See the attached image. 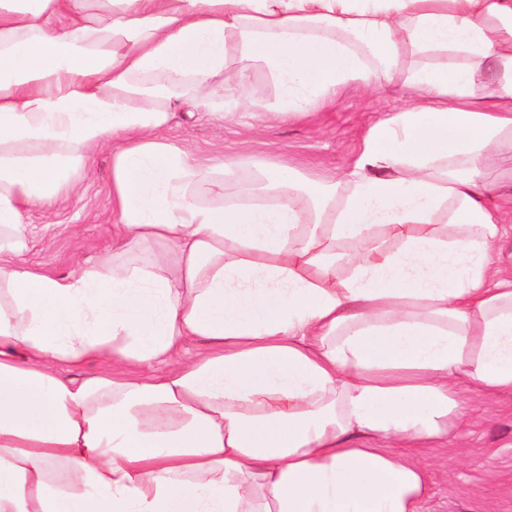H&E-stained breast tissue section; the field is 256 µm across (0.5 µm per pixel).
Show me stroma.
Returning a JSON list of instances; mask_svg holds the SVG:
<instances>
[{"mask_svg":"<svg viewBox=\"0 0 512 512\" xmlns=\"http://www.w3.org/2000/svg\"><path fill=\"white\" fill-rule=\"evenodd\" d=\"M250 107L222 120L209 103L196 105L193 115L176 113L165 138L192 149L210 166L246 155L252 168L237 180L221 177L192 184L190 193L204 205L222 204L238 181L251 179L270 165L294 166L308 178L345 183L354 171L374 125L405 106L400 76L368 88L338 91L326 106L307 117L270 121L266 107L277 93L266 69L251 66ZM114 144L93 155L88 174L78 175L74 189L44 205L29 207L25 266L67 275L82 263L112 250L110 183ZM466 422L457 437L409 454L426 469L428 491L421 512H512V392L485 398L464 392Z\"/></svg>","mask_w":512,"mask_h":512,"instance_id":"1","label":"stroma"}]
</instances>
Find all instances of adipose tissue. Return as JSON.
<instances>
[{
	"label": "adipose tissue",
	"instance_id": "obj_1",
	"mask_svg": "<svg viewBox=\"0 0 512 512\" xmlns=\"http://www.w3.org/2000/svg\"><path fill=\"white\" fill-rule=\"evenodd\" d=\"M101 2L0 0V512H420L401 449L447 436L457 384L512 391V0ZM232 62L273 120L396 73L411 105L343 192L264 169L204 206L248 160L162 132ZM109 139L111 254L22 266L24 209ZM103 356L126 374L59 373Z\"/></svg>",
	"mask_w": 512,
	"mask_h": 512
}]
</instances>
